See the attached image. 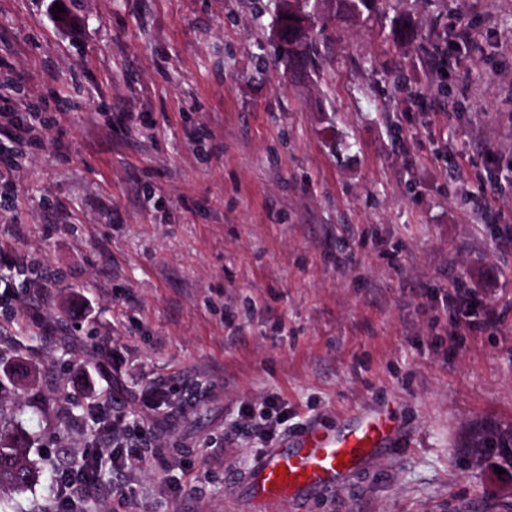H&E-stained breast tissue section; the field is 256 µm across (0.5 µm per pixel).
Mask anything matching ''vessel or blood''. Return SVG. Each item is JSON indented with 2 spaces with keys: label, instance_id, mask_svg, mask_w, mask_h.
<instances>
[{
  "label": "vessel or blood",
  "instance_id": "vessel-or-blood-1",
  "mask_svg": "<svg viewBox=\"0 0 512 512\" xmlns=\"http://www.w3.org/2000/svg\"><path fill=\"white\" fill-rule=\"evenodd\" d=\"M399 444V431L390 414L373 411L360 415L352 428L339 433L309 427L262 456L244 482L262 506H286L316 491H335L375 450ZM342 455L347 458L343 465L338 462ZM279 468L285 469L284 477L276 476Z\"/></svg>",
  "mask_w": 512,
  "mask_h": 512
}]
</instances>
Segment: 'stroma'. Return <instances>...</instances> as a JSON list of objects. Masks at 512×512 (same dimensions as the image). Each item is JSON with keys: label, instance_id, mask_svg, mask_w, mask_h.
Wrapping results in <instances>:
<instances>
[{"label": "stroma", "instance_id": "stroma-1", "mask_svg": "<svg viewBox=\"0 0 512 512\" xmlns=\"http://www.w3.org/2000/svg\"><path fill=\"white\" fill-rule=\"evenodd\" d=\"M276 14L0 0V94L34 128L0 156V405L61 464L111 394L140 459L102 460L93 512H259L264 452L377 407L403 445L284 512H512V0H318L315 72ZM455 282L500 324L455 328ZM270 397L280 435L239 429ZM336 9L343 15L353 17L355 19H363L364 15L369 17L377 14L389 4L384 0H337Z\"/></svg>", "mask_w": 512, "mask_h": 512}]
</instances>
